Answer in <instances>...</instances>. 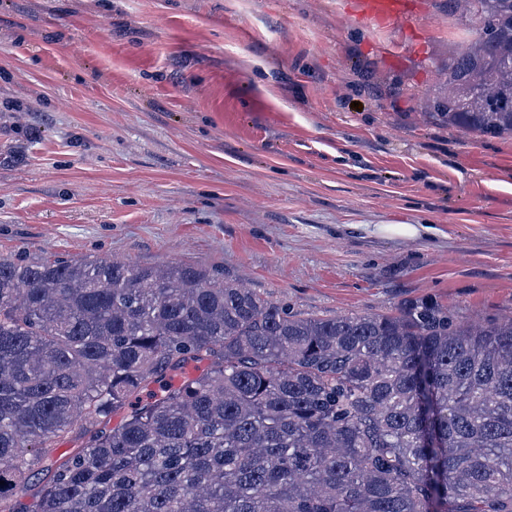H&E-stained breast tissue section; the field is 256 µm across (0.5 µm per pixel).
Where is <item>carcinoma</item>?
Listing matches in <instances>:
<instances>
[{
    "label": "carcinoma",
    "mask_w": 512,
    "mask_h": 512,
    "mask_svg": "<svg viewBox=\"0 0 512 512\" xmlns=\"http://www.w3.org/2000/svg\"><path fill=\"white\" fill-rule=\"evenodd\" d=\"M448 9L477 38L424 112L512 136V0ZM0 512H512V317H305L192 266L0 255Z\"/></svg>",
    "instance_id": "obj_1"
}]
</instances>
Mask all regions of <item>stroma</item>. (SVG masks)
I'll return each mask as SVG.
<instances>
[{
    "mask_svg": "<svg viewBox=\"0 0 512 512\" xmlns=\"http://www.w3.org/2000/svg\"><path fill=\"white\" fill-rule=\"evenodd\" d=\"M422 2L372 30L343 0H0V254L192 264L305 316L512 313V138L422 115L475 38ZM434 230L430 224H380L377 226V231L380 233L406 238L426 236Z\"/></svg>",
    "mask_w": 512,
    "mask_h": 512,
    "instance_id": "1",
    "label": "stroma"
}]
</instances>
